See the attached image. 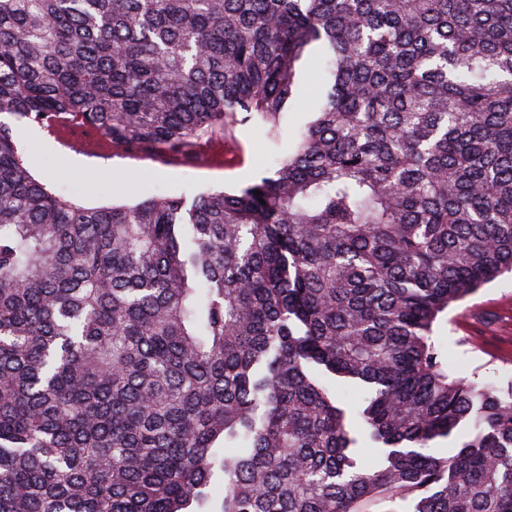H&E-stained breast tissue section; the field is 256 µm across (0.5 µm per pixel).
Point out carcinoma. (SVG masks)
Returning <instances> with one entry per match:
<instances>
[{
	"instance_id": "1",
	"label": "carcinoma",
	"mask_w": 512,
	"mask_h": 512,
	"mask_svg": "<svg viewBox=\"0 0 512 512\" xmlns=\"http://www.w3.org/2000/svg\"><path fill=\"white\" fill-rule=\"evenodd\" d=\"M312 55L241 188L89 207L0 121V512H512V377L433 341L512 271V0H0V114L275 142Z\"/></svg>"
}]
</instances>
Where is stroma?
Wrapping results in <instances>:
<instances>
[{"label": "stroma", "instance_id": "1", "mask_svg": "<svg viewBox=\"0 0 512 512\" xmlns=\"http://www.w3.org/2000/svg\"><path fill=\"white\" fill-rule=\"evenodd\" d=\"M318 59L307 65L295 112L280 142L267 140L251 124L209 138L206 157L184 156L158 162L156 155L133 152L107 137L78 141L77 130L48 133L35 125L14 124L15 142L32 174L56 193L89 206L169 193L191 196L206 189L240 188L271 175L275 159L287 153L319 96ZM433 340L454 375L488 381L512 377V274L506 273L475 295L452 304L435 328Z\"/></svg>", "mask_w": 512, "mask_h": 512}]
</instances>
